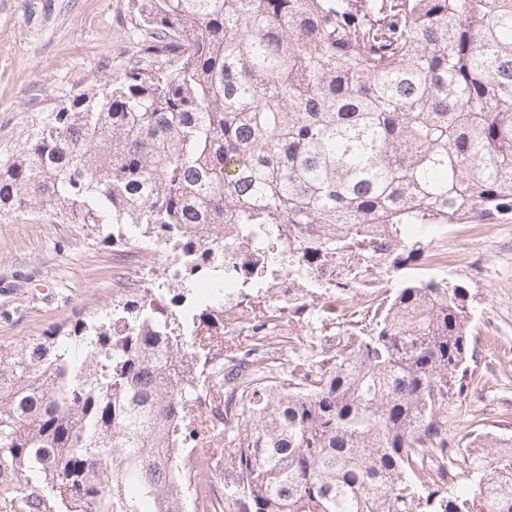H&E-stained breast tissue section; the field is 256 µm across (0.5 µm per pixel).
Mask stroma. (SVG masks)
I'll use <instances>...</instances> for the list:
<instances>
[{
    "label": "stroma",
    "mask_w": 512,
    "mask_h": 512,
    "mask_svg": "<svg viewBox=\"0 0 512 512\" xmlns=\"http://www.w3.org/2000/svg\"><path fill=\"white\" fill-rule=\"evenodd\" d=\"M142 49L129 0H0V163L82 90L116 78ZM444 263L408 277L470 291L477 352L466 396L448 404V442L512 434V219L452 224ZM166 252L115 247L78 224L0 218V343L111 306L132 274L162 277Z\"/></svg>",
    "instance_id": "stroma-1"
}]
</instances>
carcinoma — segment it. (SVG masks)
Instances as JSON below:
<instances>
[{
    "label": "carcinoma",
    "instance_id": "1",
    "mask_svg": "<svg viewBox=\"0 0 512 512\" xmlns=\"http://www.w3.org/2000/svg\"><path fill=\"white\" fill-rule=\"evenodd\" d=\"M144 55L0 164V214L151 241L176 287L0 344V489L18 512H512V435L448 449L470 386L468 289L405 281L281 362L288 289L224 352V225L268 279L347 295L450 224L512 218V0H131ZM231 476L224 494L206 479ZM461 474L470 490L448 495Z\"/></svg>",
    "mask_w": 512,
    "mask_h": 512
}]
</instances>
